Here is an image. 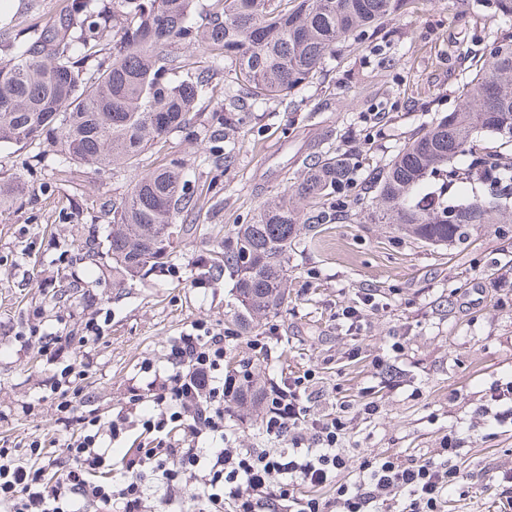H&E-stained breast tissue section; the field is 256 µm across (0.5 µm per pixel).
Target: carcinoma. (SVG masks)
I'll use <instances>...</instances> for the list:
<instances>
[{"label": "carcinoma", "instance_id": "carcinoma-1", "mask_svg": "<svg viewBox=\"0 0 512 512\" xmlns=\"http://www.w3.org/2000/svg\"><path fill=\"white\" fill-rule=\"evenodd\" d=\"M70 0L57 26L0 59V143L55 138L61 162L133 167L192 123L208 70L184 69L176 47L226 63L257 104L306 86L345 42L391 19L407 0ZM109 53L105 67L87 62ZM243 125L224 107V161ZM512 35L464 86L458 109L432 120L388 162L312 156L297 185L268 198L213 251L249 329L288 304V266L301 234L326 224H393L432 246L462 244L487 224H512ZM196 206L175 162L137 179L112 204L115 268L134 277L172 259L177 217Z\"/></svg>", "mask_w": 512, "mask_h": 512}]
</instances>
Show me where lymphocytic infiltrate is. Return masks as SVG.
Returning <instances> with one entry per match:
<instances>
[{"mask_svg":"<svg viewBox=\"0 0 512 512\" xmlns=\"http://www.w3.org/2000/svg\"><path fill=\"white\" fill-rule=\"evenodd\" d=\"M227 341L205 321L171 341L169 370L154 372L115 416L79 418L55 476L46 474L42 440H31L23 455L1 447L0 512H147L153 482L164 489L161 512H175L189 486L199 512H445L448 493L461 481L457 432L429 457L374 455L351 467L341 443L380 406L369 401L354 410L343 403L311 416L312 369L263 388V431L278 447L232 445L224 414L251 375L225 373ZM489 393L470 429L512 422V381ZM133 430L132 447L114 459V444Z\"/></svg>","mask_w":512,"mask_h":512,"instance_id":"obj_1","label":"lymphocytic infiltrate"}]
</instances>
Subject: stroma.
<instances>
[{
	"label": "stroma",
	"instance_id": "1",
	"mask_svg": "<svg viewBox=\"0 0 512 512\" xmlns=\"http://www.w3.org/2000/svg\"><path fill=\"white\" fill-rule=\"evenodd\" d=\"M62 6L63 0H0V18L29 38L56 26ZM507 31L512 21L497 17L493 0L467 15L455 0H416L345 43L311 83L285 99L254 103L224 68L212 69L211 102L136 168L63 165L56 142L0 143V183L19 191L0 212V443L21 446L37 437L47 457L61 454L68 433L47 377L86 362L78 412L108 417L144 387V365L165 366L170 341L197 321L230 336L229 369L252 360L232 281L221 274L200 280L201 261L228 229L297 182L312 152L357 147L370 164L388 161L428 122L457 109L467 77ZM228 95L247 118L229 165L224 131L213 117ZM174 160L200 204L186 218L195 230L174 238L163 271L121 277L112 270V204L142 175ZM506 265L512 232L493 224L448 248L421 244L387 224L327 225L320 237L301 239L291 258L288 308L257 329L261 336L276 329L273 357L256 371L280 381L317 369L323 397L311 407L315 415L343 399L355 406L377 401L379 414L358 421L344 442L356 459L417 458L457 429L465 438L464 482L447 512H512L503 482L489 476L512 460V426L467 429L491 384L512 380V289L493 286ZM365 292L386 308L368 316L360 334L346 335L336 306ZM98 310L110 315L103 337L57 361L26 343L34 325L47 336L77 335ZM398 335L405 339L400 354L391 349ZM354 348L359 358L350 357Z\"/></svg>",
	"mask_w": 512,
	"mask_h": 512
}]
</instances>
